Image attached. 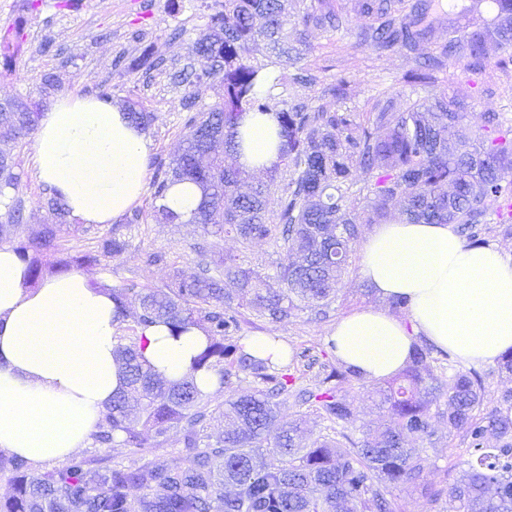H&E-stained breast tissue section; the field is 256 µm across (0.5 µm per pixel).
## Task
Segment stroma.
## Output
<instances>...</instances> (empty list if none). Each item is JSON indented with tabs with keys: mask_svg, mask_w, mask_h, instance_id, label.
Listing matches in <instances>:
<instances>
[{
	"mask_svg": "<svg viewBox=\"0 0 512 512\" xmlns=\"http://www.w3.org/2000/svg\"><path fill=\"white\" fill-rule=\"evenodd\" d=\"M362 19L349 16L342 27L312 28L301 54L280 55L268 71L278 84L274 96L293 99L317 107L328 103L327 88L338 77H346L349 86L342 106L353 112H366L374 97L384 92L397 102H404L411 92L406 73L415 67V57L406 52L380 53L359 44ZM20 28L22 38L15 44L10 59L0 58V98L22 97L38 103L47 111L51 100L42 99L43 75L56 72L65 94L96 98L109 95L114 106L126 107L135 102L154 113L149 128L152 150L149 173L169 163L183 139V119L189 103L211 106L224 96V76L214 75L200 89L177 83L175 74L186 69L192 60V46L205 27L201 0H73L71 8L62 9L58 0H0V30ZM50 51H42V44ZM153 45L160 61L150 73L119 74L114 64L119 57L137 55L141 47ZM434 92L465 93L472 124H479L486 112H496L512 125V49L492 51L481 66L454 62L436 73ZM34 137L9 144L13 171L19 178L16 199L23 214L21 224L12 228V241L36 237L43 226L57 229L53 247L38 253L43 263L71 259L94 252L96 244L110 227L128 230L129 247L123 254L83 266L82 271L95 280L108 281L120 288L159 286L174 274H192L199 258L193 250L204 237L197 224H165L154 210L151 192H144L139 203L119 216L114 225L87 224L76 217L60 216L47 205L50 192L37 179L33 169ZM217 250L239 253L248 266L274 272L283 259L279 247L263 240L240 248L235 238H215ZM162 251L168 262L162 266H145L142 255ZM374 307L388 309L386 300L370 291L361 274L360 264H353L338 285L336 299L325 317L317 319L300 312L288 322L270 324L247 316L243 333L247 336L273 335L291 349L308 351L318 364L307 367L305 360L293 369L301 374L306 387H314L318 365L334 360L327 338L341 318L354 311ZM447 428L438 425L437 435L426 447L427 467L424 480L438 489L452 486L461 476L467 457L468 442L462 435L447 439Z\"/></svg>",
	"mask_w": 512,
	"mask_h": 512,
	"instance_id": "1",
	"label": "stroma"
}]
</instances>
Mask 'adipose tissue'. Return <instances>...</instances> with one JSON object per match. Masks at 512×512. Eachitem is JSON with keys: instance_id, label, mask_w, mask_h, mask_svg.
<instances>
[{"instance_id": "adipose-tissue-1", "label": "adipose tissue", "mask_w": 512, "mask_h": 512, "mask_svg": "<svg viewBox=\"0 0 512 512\" xmlns=\"http://www.w3.org/2000/svg\"><path fill=\"white\" fill-rule=\"evenodd\" d=\"M237 160L247 169L278 158L274 113L244 114ZM152 142L125 111L93 97H64L44 112L33 154L37 179L88 224H108L141 198ZM361 274L381 297L402 296L398 319L368 307L332 329L336 356L365 378L401 369L417 337L463 364L512 350V255L466 246L451 224L377 226L362 247ZM119 327L112 296L82 272L32 284L28 267L0 246V453L57 464L88 446L123 380L114 352ZM142 355L160 375L191 371L206 338L144 331Z\"/></svg>"}]
</instances>
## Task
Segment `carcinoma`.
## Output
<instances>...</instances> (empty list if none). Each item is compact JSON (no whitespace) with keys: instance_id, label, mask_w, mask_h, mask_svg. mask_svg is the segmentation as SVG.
<instances>
[{"instance_id":"carcinoma-1","label":"carcinoma","mask_w":512,"mask_h":512,"mask_svg":"<svg viewBox=\"0 0 512 512\" xmlns=\"http://www.w3.org/2000/svg\"><path fill=\"white\" fill-rule=\"evenodd\" d=\"M350 2L356 15L373 21L365 39L382 51H414L432 42L441 26L432 0H413L406 8L399 0ZM493 2V17L465 33L461 18L478 13L481 0L451 12L448 41L436 54L420 56L407 82L426 89L434 83L433 71L450 59L476 66L488 45L512 48V0ZM205 8L191 76L199 88L224 72V101L186 115L184 147L168 166L158 167L153 199H162L176 182L194 183L201 199L191 223L243 244L270 240L284 250L283 262L274 274H262L226 253L200 263L190 276L141 289L140 311L133 315L127 310L131 289L109 286L124 331L115 350L124 386L102 414L94 442L149 448L152 457L133 468L80 451L41 471L22 457L0 455V474L12 486L0 512H398L397 501L388 498L398 485L421 488V512H429L442 492L421 485L426 459L409 441L431 439L437 417L447 424L448 437L464 433L471 449L464 474L448 488L458 512H512V410L474 414L483 391L478 373L439 376L433 372L434 348L414 343L408 364L376 390L386 423L354 439L347 429L357 415L347 387L360 373L343 363H323V377L308 390L297 386L289 366L248 353L241 335L245 309L274 324L304 309L326 314L360 237L362 201L366 224H456L466 245H483L491 231L487 217L503 219L512 207V127L486 112L478 132L467 135L464 100L445 92L408 99L400 112L393 111L392 99L380 98L360 115L337 105L347 95L343 77L329 89L334 102L328 105L278 100L260 92L265 65L245 55L248 46L263 45L267 58L283 53L298 28L341 23L344 6L293 16L284 0H213ZM157 66L149 45L121 62L126 72L148 73ZM15 101L16 109L0 111V131L11 140L27 137L38 119L26 100ZM244 112L276 113L282 138L266 180L246 192L240 191L246 171L208 153L205 141L221 132L225 153L235 155ZM284 171L288 180L271 211L269 190ZM359 171L369 174L361 186ZM18 185L13 166L1 165L7 223L0 225V236L22 221L12 196ZM55 238L56 228L45 226L37 238L14 247L31 276L46 268L65 273L129 246L113 230L98 240L95 253L46 267L33 253ZM226 282L235 290H226ZM157 322L175 334L191 326L204 333L207 344L194 357L190 375L168 381L143 363L139 329ZM201 369L216 371L228 393L218 435L208 431L210 399L194 381ZM247 379L263 388L235 393V385ZM443 396L448 411L433 413ZM290 397L326 420L328 433L304 443L303 418L288 414ZM174 429L182 445L176 452L166 447ZM491 436L498 445H488Z\"/></svg>"}]
</instances>
